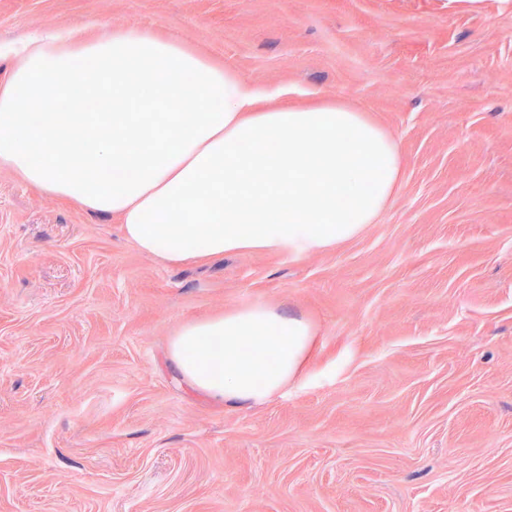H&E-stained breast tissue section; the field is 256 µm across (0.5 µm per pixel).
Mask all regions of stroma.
<instances>
[{
	"label": "stroma",
	"mask_w": 512,
	"mask_h": 512,
	"mask_svg": "<svg viewBox=\"0 0 512 512\" xmlns=\"http://www.w3.org/2000/svg\"><path fill=\"white\" fill-rule=\"evenodd\" d=\"M140 26L402 148L380 219L171 265L0 169V512H512V0H0V43ZM306 317L267 402L194 391L183 323Z\"/></svg>",
	"instance_id": "stroma-1"
}]
</instances>
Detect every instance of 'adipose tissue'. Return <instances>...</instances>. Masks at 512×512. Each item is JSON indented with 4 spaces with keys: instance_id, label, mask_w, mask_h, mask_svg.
I'll return each instance as SVG.
<instances>
[{
    "instance_id": "adipose-tissue-1",
    "label": "adipose tissue",
    "mask_w": 512,
    "mask_h": 512,
    "mask_svg": "<svg viewBox=\"0 0 512 512\" xmlns=\"http://www.w3.org/2000/svg\"><path fill=\"white\" fill-rule=\"evenodd\" d=\"M2 57L11 64L0 80V168L116 216L127 241L170 264L336 248L375 223L400 185L397 140L363 112L275 103L273 92L145 28L43 31L22 48L1 46ZM178 95L193 111L140 109L144 98ZM71 99L86 109L67 121L45 110ZM314 336L306 318L256 302L182 324L169 354L194 390L251 406L302 376Z\"/></svg>"
}]
</instances>
